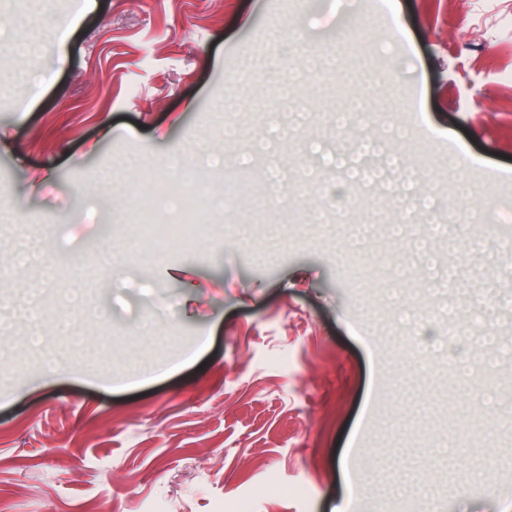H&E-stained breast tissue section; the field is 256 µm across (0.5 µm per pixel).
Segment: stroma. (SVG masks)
Here are the masks:
<instances>
[{
    "instance_id": "obj_1",
    "label": "stroma",
    "mask_w": 512,
    "mask_h": 512,
    "mask_svg": "<svg viewBox=\"0 0 512 512\" xmlns=\"http://www.w3.org/2000/svg\"><path fill=\"white\" fill-rule=\"evenodd\" d=\"M74 2L0 0V512H501L512 0ZM19 34L44 41L35 60L10 52ZM313 52L343 65L276 95ZM360 95L373 122H329ZM402 122L426 163L387 137L386 185L345 180L336 155ZM175 153L243 191L196 250L155 261L122 227ZM400 192L419 237L431 208L480 216L423 267L416 239L363 233ZM443 303L475 320L463 373L430 343Z\"/></svg>"
}]
</instances>
